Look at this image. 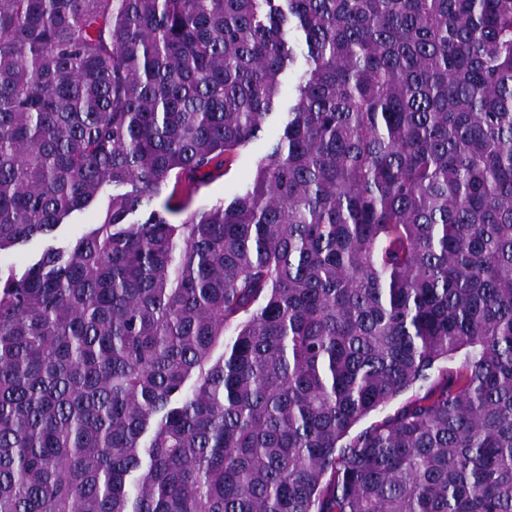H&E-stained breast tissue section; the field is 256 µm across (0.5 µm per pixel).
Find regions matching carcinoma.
Segmentation results:
<instances>
[{
  "label": "carcinoma",
  "mask_w": 512,
  "mask_h": 512,
  "mask_svg": "<svg viewBox=\"0 0 512 512\" xmlns=\"http://www.w3.org/2000/svg\"><path fill=\"white\" fill-rule=\"evenodd\" d=\"M107 188L0 269V512H512V0H0V251ZM281 124L278 120L269 121L257 139L248 143L237 154L227 174L220 171L205 178L202 182L182 188L181 196L189 197L191 207L209 206L216 201L229 202L246 186L252 183L256 174L257 161L269 150L277 138ZM109 193H112V189L105 192L99 203L74 212L66 223L60 224L52 234L35 237L24 244L1 251L0 265L4 268L14 267L16 271L22 272L30 262L39 258L46 248H65L74 243L92 224H99L102 221Z\"/></svg>",
  "instance_id": "carcinoma-1"
}]
</instances>
